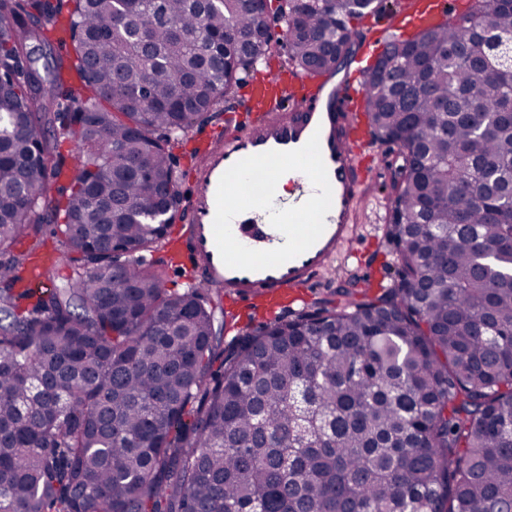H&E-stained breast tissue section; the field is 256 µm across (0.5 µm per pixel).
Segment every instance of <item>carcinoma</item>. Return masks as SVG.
Listing matches in <instances>:
<instances>
[{"label": "carcinoma", "instance_id": "carcinoma-1", "mask_svg": "<svg viewBox=\"0 0 512 512\" xmlns=\"http://www.w3.org/2000/svg\"><path fill=\"white\" fill-rule=\"evenodd\" d=\"M370 71L400 148L399 280L224 341L219 288H165L142 223L171 150L273 52L243 0H0V512H512V3L472 0ZM384 0H281L292 71ZM66 21L50 79L32 39ZM59 124L86 147L67 174ZM59 183L56 193L46 188ZM72 254L22 288L47 236Z\"/></svg>", "mask_w": 512, "mask_h": 512}]
</instances>
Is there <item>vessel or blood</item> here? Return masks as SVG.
<instances>
[{
  "mask_svg": "<svg viewBox=\"0 0 512 512\" xmlns=\"http://www.w3.org/2000/svg\"><path fill=\"white\" fill-rule=\"evenodd\" d=\"M447 8V0H409L379 38L365 42L364 57L402 38L405 22L441 24ZM363 59L330 74L268 70L241 86L252 119L205 138L179 206V253L194 283L223 289L237 308L273 313L304 301L338 264L373 281L354 225L364 185L379 172L362 116ZM289 169L296 174L290 192L278 196L277 180Z\"/></svg>",
  "mask_w": 512,
  "mask_h": 512,
  "instance_id": "obj_1",
  "label": "vessel or blood"
}]
</instances>
